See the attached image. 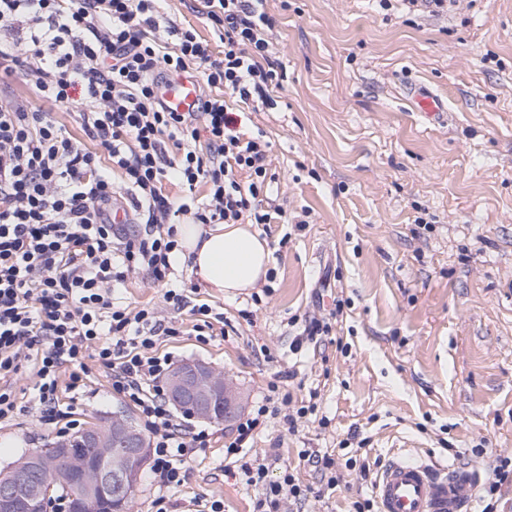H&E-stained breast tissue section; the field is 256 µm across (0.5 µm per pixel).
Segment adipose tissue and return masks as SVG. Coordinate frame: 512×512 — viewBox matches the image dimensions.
I'll list each match as a JSON object with an SVG mask.
<instances>
[{
  "label": "adipose tissue",
  "mask_w": 512,
  "mask_h": 512,
  "mask_svg": "<svg viewBox=\"0 0 512 512\" xmlns=\"http://www.w3.org/2000/svg\"><path fill=\"white\" fill-rule=\"evenodd\" d=\"M176 260H190L191 272L208 287L227 295L264 281L271 250L248 224H220L204 229L199 224L177 227Z\"/></svg>",
  "instance_id": "ef3b65f1"
}]
</instances>
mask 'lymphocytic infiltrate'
<instances>
[{
    "instance_id": "f902f5d3",
    "label": "lymphocytic infiltrate",
    "mask_w": 512,
    "mask_h": 512,
    "mask_svg": "<svg viewBox=\"0 0 512 512\" xmlns=\"http://www.w3.org/2000/svg\"><path fill=\"white\" fill-rule=\"evenodd\" d=\"M159 0H0V75L18 76L44 101H81L84 139L25 101L0 105V423L13 420L9 386L32 362L33 409L58 416L60 391L92 369L138 407L152 443V477L165 491L186 478V449L206 450L207 430L170 413L155 353L174 322L154 308L116 305L112 289L147 272L170 288L177 225L269 224L261 197L271 150L239 129L233 102L273 105L279 84L266 0H201L199 15L224 46L216 55L194 26L164 23ZM200 74L196 111L166 110L159 81ZM181 196H169L168 181ZM126 194L133 232L112 222ZM259 487L257 512L306 494L293 474L265 483V464H241ZM512 491V457L497 458L479 490L480 512H500ZM155 512H168L166 498Z\"/></svg>"
}]
</instances>
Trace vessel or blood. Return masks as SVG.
Returning a JSON list of instances; mask_svg holds the SVG:
<instances>
[{
  "instance_id": "vessel-or-blood-1",
  "label": "vessel or blood",
  "mask_w": 512,
  "mask_h": 512,
  "mask_svg": "<svg viewBox=\"0 0 512 512\" xmlns=\"http://www.w3.org/2000/svg\"><path fill=\"white\" fill-rule=\"evenodd\" d=\"M411 99L429 120L443 117V101L429 89L409 84ZM198 81L183 77L163 83L160 99L174 112L195 111ZM480 475L456 466L408 458L392 460L375 484L380 512H471Z\"/></svg>"
}]
</instances>
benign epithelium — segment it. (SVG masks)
I'll list each match as a JSON object with an SVG mask.
<instances>
[{
  "mask_svg": "<svg viewBox=\"0 0 512 512\" xmlns=\"http://www.w3.org/2000/svg\"><path fill=\"white\" fill-rule=\"evenodd\" d=\"M170 401L199 420L229 421L241 408L237 388L224 372L198 360L178 365L168 378ZM88 447L94 461L72 456L70 446L54 445L26 452L0 469V512H43L58 485H69L79 499L80 512H98L100 497L108 512H128L129 492L148 463V448L130 420L114 413L88 427Z\"/></svg>",
  "mask_w": 512,
  "mask_h": 512,
  "instance_id": "obj_1",
  "label": "benign epithelium"
}]
</instances>
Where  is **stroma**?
<instances>
[{
	"instance_id": "1",
	"label": "stroma",
	"mask_w": 512,
	"mask_h": 512,
	"mask_svg": "<svg viewBox=\"0 0 512 512\" xmlns=\"http://www.w3.org/2000/svg\"><path fill=\"white\" fill-rule=\"evenodd\" d=\"M282 64L274 107L248 111L264 132L274 174L264 206L287 223L256 225L274 279L227 296L201 286L188 262L171 285L173 309L145 273L113 293L151 305L179 335L160 340L172 362L210 363L252 410L269 383L289 394L245 450L268 460V480L292 472L307 497L280 512H352L394 455L462 464L488 477L512 456V0H457L441 12L377 0H268ZM441 95L448 119L431 124L405 82ZM345 302L329 335L305 323ZM218 318L199 340L194 304ZM29 372L15 389L23 409L0 426V463L56 441V421L28 409ZM59 405L78 426L137 407L94 371L78 399ZM304 416H296L300 406ZM206 451L187 455V479L167 497L173 512H254L259 491L224 471L234 427L211 422ZM308 449L370 466L327 486Z\"/></svg>"
}]
</instances>
